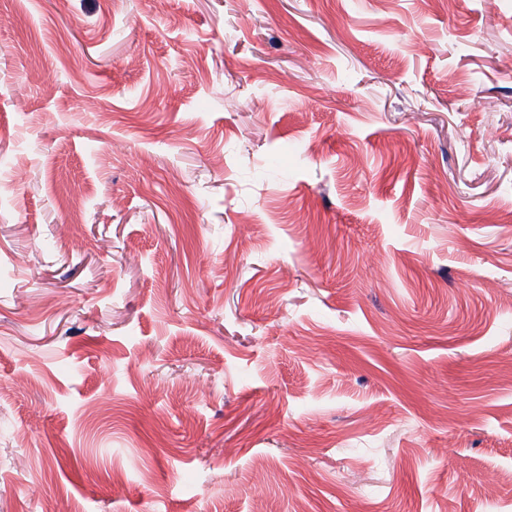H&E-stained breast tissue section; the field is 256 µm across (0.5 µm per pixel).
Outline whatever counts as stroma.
<instances>
[{"label":"stroma","mask_w":512,"mask_h":512,"mask_svg":"<svg viewBox=\"0 0 512 512\" xmlns=\"http://www.w3.org/2000/svg\"><path fill=\"white\" fill-rule=\"evenodd\" d=\"M1 5L0 512L512 504V0Z\"/></svg>","instance_id":"obj_1"}]
</instances>
